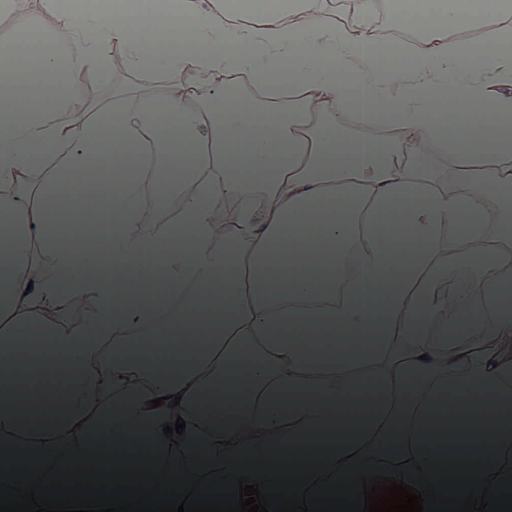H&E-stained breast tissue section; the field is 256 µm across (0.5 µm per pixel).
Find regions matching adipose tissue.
Instances as JSON below:
<instances>
[{
    "label": "adipose tissue",
    "mask_w": 512,
    "mask_h": 512,
    "mask_svg": "<svg viewBox=\"0 0 512 512\" xmlns=\"http://www.w3.org/2000/svg\"><path fill=\"white\" fill-rule=\"evenodd\" d=\"M169 2L160 40L130 0H0V455L90 456L107 418L148 424L151 461L410 474L441 401L487 413L481 466L512 468V312L488 298L512 284V0H417L440 22L398 38L409 71L375 51L389 0ZM116 48L126 83L87 101ZM24 341L70 368L33 419ZM354 404L360 429L303 453Z\"/></svg>",
    "instance_id": "1"
}]
</instances>
